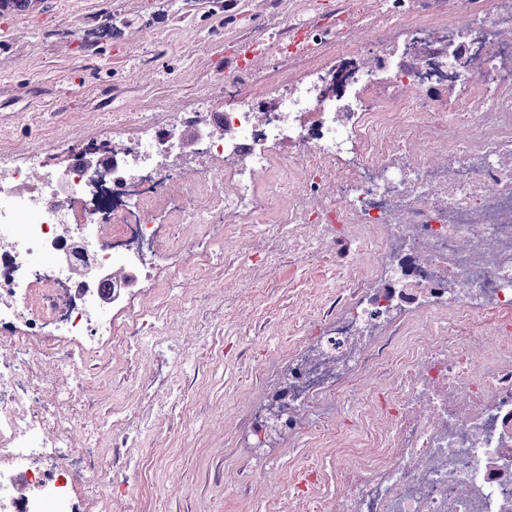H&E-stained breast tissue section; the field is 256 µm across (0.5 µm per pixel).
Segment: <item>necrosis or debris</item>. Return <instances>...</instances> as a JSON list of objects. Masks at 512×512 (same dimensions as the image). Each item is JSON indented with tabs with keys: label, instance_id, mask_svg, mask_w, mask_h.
Masks as SVG:
<instances>
[{
	"label": "necrosis or debris",
	"instance_id": "obj_1",
	"mask_svg": "<svg viewBox=\"0 0 512 512\" xmlns=\"http://www.w3.org/2000/svg\"><path fill=\"white\" fill-rule=\"evenodd\" d=\"M302 9L286 20L283 0H257L246 25L225 13L235 36L224 84H258L257 60L337 46L356 67L326 80L367 85L348 124L308 80L260 86L232 112L202 102L149 124L113 113L112 137L90 160L69 136L67 110L26 116L66 144L57 162L12 143V125L0 124V512H57L64 501L70 512H105L112 487H128L109 450L151 423L85 400L88 362L151 350L147 398L166 367L194 365L158 341L170 304L209 323L207 297L182 291L187 263L211 272L208 247L225 225L248 237L279 196L289 204L270 237L289 224L365 225L378 279L337 295L335 325L289 374L277 433L293 438L324 402L344 404L358 372L402 366L395 390L377 399L388 448L363 468L341 467L332 503L308 495L314 469L293 493L308 512H512V0H304ZM365 20L378 42L415 32L421 67L407 55L355 54L345 38ZM451 37L473 81L492 91L471 122L459 119L455 93L419 79L435 69L441 82L452 77L433 60ZM267 97L277 109L263 114ZM433 106L452 122L378 121ZM413 312L451 314L447 335L407 344L397 330ZM491 316L498 342L474 355Z\"/></svg>",
	"mask_w": 512,
	"mask_h": 512
}]
</instances>
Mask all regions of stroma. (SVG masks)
<instances>
[{"mask_svg":"<svg viewBox=\"0 0 512 512\" xmlns=\"http://www.w3.org/2000/svg\"><path fill=\"white\" fill-rule=\"evenodd\" d=\"M102 0H37L30 9L0 14V113H11L25 135V113L54 112L72 104L80 112L79 136L105 139L116 112L144 118L189 110L208 98L234 109L250 86L225 94L224 28L209 0H118L112 22L124 41L99 36ZM96 33L93 53L78 35ZM371 250L352 251L338 265L332 253H302L248 277L224 272L223 354L202 346L203 369L187 394L188 411H172L169 424L144 431L125 449L138 491L134 512H289L290 478L315 468L322 496H336V472L367 458L385 433L364 403L385 394L392 372L362 373L340 410H329L334 429L319 425L283 443L268 457H253L241 432L252 413L282 387L289 362L309 344L306 331L348 281L374 275ZM150 355L111 352L98 361L100 385L112 405L136 404L129 372L146 371Z\"/></svg>","mask_w":512,"mask_h":512,"instance_id":"stroma-1","label":"stroma"}]
</instances>
